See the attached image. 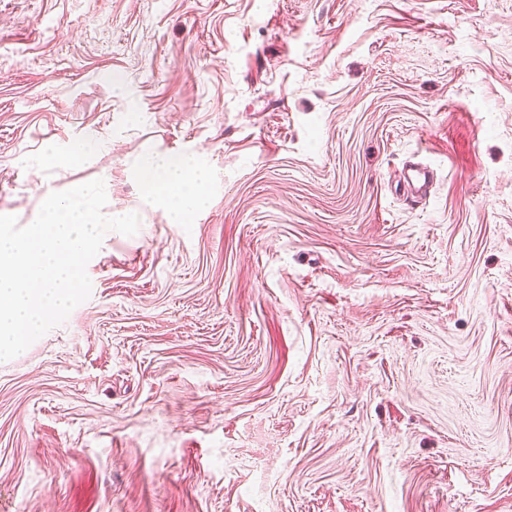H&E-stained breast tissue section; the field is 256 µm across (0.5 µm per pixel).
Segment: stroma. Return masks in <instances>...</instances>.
<instances>
[{"instance_id":"obj_1","label":"stroma","mask_w":512,"mask_h":512,"mask_svg":"<svg viewBox=\"0 0 512 512\" xmlns=\"http://www.w3.org/2000/svg\"><path fill=\"white\" fill-rule=\"evenodd\" d=\"M95 179L140 229L0 362V512H512V0H0V212ZM137 175L142 202L164 207L176 224L186 223L204 202L199 188L206 178L195 156L151 154L140 164Z\"/></svg>"}]
</instances>
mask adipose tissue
I'll return each mask as SVG.
<instances>
[{
	"instance_id": "obj_1",
	"label": "adipose tissue",
	"mask_w": 512,
	"mask_h": 512,
	"mask_svg": "<svg viewBox=\"0 0 512 512\" xmlns=\"http://www.w3.org/2000/svg\"><path fill=\"white\" fill-rule=\"evenodd\" d=\"M142 201L161 206L175 223H185L204 202L200 190L205 174L196 157L184 154H152L137 170Z\"/></svg>"
}]
</instances>
